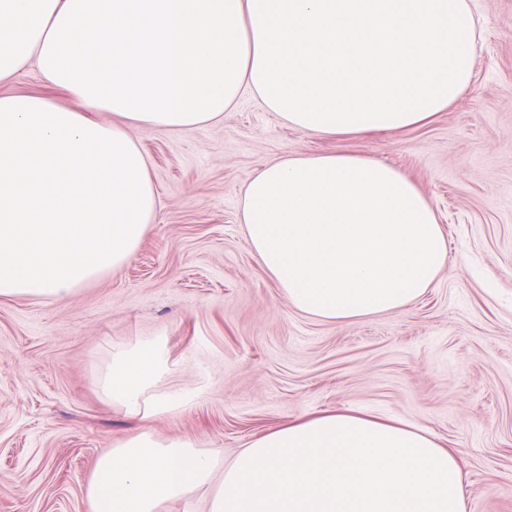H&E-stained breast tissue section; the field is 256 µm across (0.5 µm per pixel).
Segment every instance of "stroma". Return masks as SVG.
Listing matches in <instances>:
<instances>
[{
	"instance_id": "1",
	"label": "stroma",
	"mask_w": 512,
	"mask_h": 512,
	"mask_svg": "<svg viewBox=\"0 0 512 512\" xmlns=\"http://www.w3.org/2000/svg\"><path fill=\"white\" fill-rule=\"evenodd\" d=\"M481 45L462 99L428 125L322 138L250 94L222 123L136 126L158 210L133 261L63 303L0 299V512H84L97 458L149 428L221 462L268 428L348 410L402 420L455 450L468 512H512V0H476ZM357 153L415 181L448 259L401 311L326 324L294 309L250 252L243 187L289 154ZM162 337L148 421L103 396L113 354Z\"/></svg>"
}]
</instances>
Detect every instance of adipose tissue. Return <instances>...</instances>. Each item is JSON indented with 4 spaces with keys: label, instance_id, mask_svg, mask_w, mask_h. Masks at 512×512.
<instances>
[{
    "label": "adipose tissue",
    "instance_id": "ef3b65f1",
    "mask_svg": "<svg viewBox=\"0 0 512 512\" xmlns=\"http://www.w3.org/2000/svg\"><path fill=\"white\" fill-rule=\"evenodd\" d=\"M471 0H0V86L27 64L71 106L0 95V298L63 302L128 264L156 217L129 129L216 125L250 89L326 138L403 131L448 111L475 65ZM112 121H105V114ZM239 222L289 305L344 324L410 305L448 246L393 167L348 152L287 155L245 186ZM158 341L114 355L100 389L141 420ZM467 512L456 454L403 421L345 410L267 430L227 465L142 431L97 458L86 512Z\"/></svg>",
    "mask_w": 512,
    "mask_h": 512
}]
</instances>
